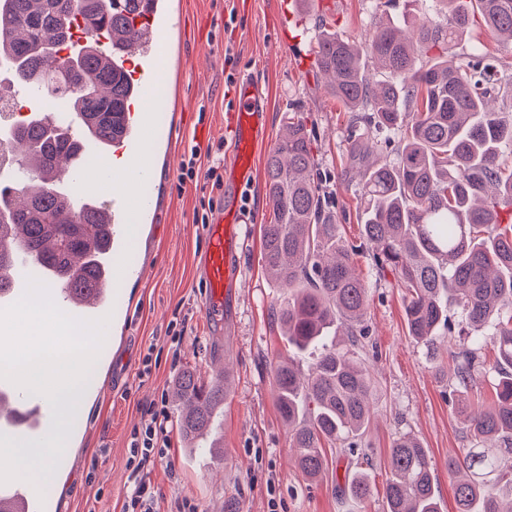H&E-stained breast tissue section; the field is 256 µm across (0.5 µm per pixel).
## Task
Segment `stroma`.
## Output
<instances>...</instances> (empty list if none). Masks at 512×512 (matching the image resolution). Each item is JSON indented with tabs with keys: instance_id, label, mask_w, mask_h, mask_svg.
Wrapping results in <instances>:
<instances>
[{
	"instance_id": "obj_1",
	"label": "stroma",
	"mask_w": 512,
	"mask_h": 512,
	"mask_svg": "<svg viewBox=\"0 0 512 512\" xmlns=\"http://www.w3.org/2000/svg\"><path fill=\"white\" fill-rule=\"evenodd\" d=\"M287 0H175L178 29L168 58L166 110L159 113L163 142L155 155L152 186L159 209L143 224L137 250L141 278L128 284L118 305L125 318L113 321L98 379L86 391L83 419L70 436L65 481L48 502V512H122L132 484L127 466L131 432L153 404L169 416L170 463H157L150 479L160 493L157 512H173L182 499L198 512H384L383 491L395 440L415 435L431 460L441 512H456V477L448 461L476 447L465 416L452 402V352L463 343L450 309L452 329H440L431 343L409 336L396 277L379 270L368 253L353 260L368 288L369 335L359 349L373 375V414L355 456L328 465L317 479L295 467L288 427L275 397L273 367L286 341L272 311L286 295L264 271L261 226L269 219L265 166L284 132L288 110H297L311 132L317 174L335 199L334 213L345 245L362 242L358 213L361 181L348 160L351 114L333 98L315 64L309 63L321 32L363 42L377 22L403 20L406 0H297L301 24L298 47L282 50L276 31ZM232 63H225V53ZM253 76L267 109V134L260 142L255 176L243 206V276L236 301L222 322L204 312L198 258L205 247L195 212L209 196L206 180L179 181V163L191 146L206 151L203 165H225L231 135L224 122L234 100L226 74ZM187 317L188 328L172 342L169 324ZM151 355L149 375L142 358ZM226 367L234 382L224 402L220 456L187 454L173 390L185 369L211 379ZM367 472L372 493L344 498L352 471Z\"/></svg>"
}]
</instances>
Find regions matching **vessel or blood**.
<instances>
[{
    "instance_id": "obj_1",
    "label": "vessel or blood",
    "mask_w": 512,
    "mask_h": 512,
    "mask_svg": "<svg viewBox=\"0 0 512 512\" xmlns=\"http://www.w3.org/2000/svg\"><path fill=\"white\" fill-rule=\"evenodd\" d=\"M142 14L132 26L134 47L115 48L109 60L131 75L133 99L144 103L155 94L157 81L168 52V38L175 25L173 0H143ZM235 137L232 157L226 166V178L235 189H243L254 179L255 150L265 134V106L260 87L250 76L238 82L235 110L231 116ZM153 115L149 112L125 113L111 148L96 149L98 158L111 161L110 169L101 171L100 178L111 182L109 196L98 198L101 215L112 231L106 244L111 266L97 292L90 297L60 294L56 282H49L52 297L58 298L64 311L80 319H98L118 314L117 285L120 276L134 277L138 267L129 265L128 256L139 240V220L153 212L152 196L133 197L125 187L127 178L150 180V167L129 171L131 161L156 151L162 138L153 130ZM239 207L225 205L222 213L205 224L203 234L206 249L202 271L204 311L213 321H220L224 306L239 282L238 251L240 235ZM56 414L52 403L40 397L22 396L17 386L0 379V437H9L35 447L48 434V426ZM42 499L18 482L0 484V506L6 512H41Z\"/></svg>"
}]
</instances>
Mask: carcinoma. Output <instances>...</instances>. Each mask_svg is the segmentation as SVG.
<instances>
[{"label":"carcinoma","instance_id":"obj_1","mask_svg":"<svg viewBox=\"0 0 512 512\" xmlns=\"http://www.w3.org/2000/svg\"><path fill=\"white\" fill-rule=\"evenodd\" d=\"M142 0H0V67L15 83L40 88L46 108L66 116L47 120L34 110L0 140L16 146V163L38 179L30 203L17 202L30 183L0 186V294L12 287L6 270L21 256L27 276L54 277L66 294L90 296L102 279L99 249L108 225L91 204L71 201L55 164L77 152L71 127L86 124L95 143L109 145L130 87L103 56L100 36L131 34ZM444 25L422 15L414 34L396 24H375L359 45L326 32L317 38L316 64L330 77V93L354 113L355 130L399 132L396 159L363 169L359 210L363 237L375 266L398 277L408 335L428 343L448 324V306L470 329L453 354L459 396L473 386L479 350L496 347L497 403L460 412L480 442L448 460L460 475L457 512H512V223L499 221L512 208V78L503 58L480 51L451 60L450 48L477 22L512 46V0H448ZM383 73L371 80L366 60ZM270 221L261 225L262 263L283 288L295 292L277 311L291 354L274 369L277 404L288 424L295 465L317 477L328 465L323 445L341 456L359 447L370 420L373 380L353 348L367 336V287L353 268V251L340 243L331 206L320 186L310 134L288 113V137L266 162ZM348 327L349 349L336 347V325ZM490 324L488 336L475 331ZM318 349L307 368L295 356ZM182 405L186 450L218 453L216 422L228 394L186 369L175 381ZM386 512H440L426 448L403 436L391 449ZM348 493L363 500L371 488L355 476Z\"/></svg>","mask_w":512,"mask_h":512}]
</instances>
